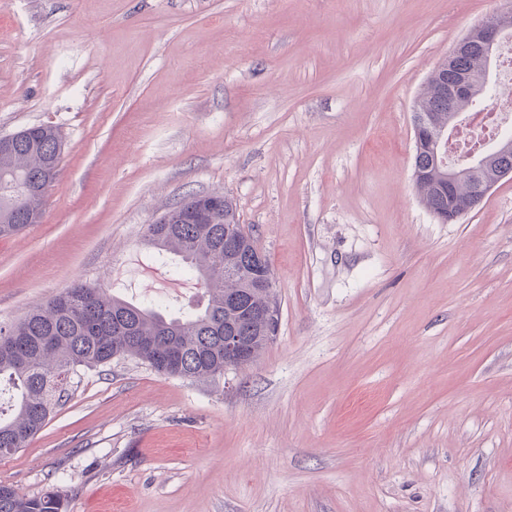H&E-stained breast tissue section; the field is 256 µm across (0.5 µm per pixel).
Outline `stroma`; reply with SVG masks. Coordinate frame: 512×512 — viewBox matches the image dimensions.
<instances>
[{"instance_id":"35a3bbf8","label":"stroma","mask_w":512,"mask_h":512,"mask_svg":"<svg viewBox=\"0 0 512 512\" xmlns=\"http://www.w3.org/2000/svg\"><path fill=\"white\" fill-rule=\"evenodd\" d=\"M499 0H0V135L56 126L40 223L0 238V324L76 281L206 299L144 232L233 199L276 338L213 381L127 357L0 484L67 512H512V179L457 222L411 175L412 104Z\"/></svg>"}]
</instances>
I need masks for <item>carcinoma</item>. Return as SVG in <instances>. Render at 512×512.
Masks as SVG:
<instances>
[{
	"label": "carcinoma",
	"mask_w": 512,
	"mask_h": 512,
	"mask_svg": "<svg viewBox=\"0 0 512 512\" xmlns=\"http://www.w3.org/2000/svg\"><path fill=\"white\" fill-rule=\"evenodd\" d=\"M477 56L475 52L458 62L459 67L474 70L479 88V95L460 100V112L493 103L492 87L481 81ZM412 113L426 119L413 165L421 173L417 193L432 215L447 214L498 166L512 165V154L496 156L489 151L484 165L462 168L459 185L448 186L430 147L433 125L448 124V101L428 84ZM61 148L58 130L47 124L24 128L0 146L1 238L18 234L42 217L38 191L46 173L56 168ZM168 214L171 223L157 225L147 243L157 249V260L165 254L179 258L171 272L193 277L206 289L204 308L172 317L147 299L133 303L102 285H72L22 319L0 324V394L6 393L14 407L11 419L0 417V457L25 447L43 428L81 367L98 368L130 356L158 372L214 380L224 374L225 328H236L256 355L269 344L264 323L246 321L228 306L233 296L255 311L269 303V295L254 285L250 246L245 244L250 233L240 224L232 201L224 198V218L211 224L185 223L174 208ZM0 512H65V499L57 490L29 497L0 485Z\"/></svg>",
	"instance_id": "cac0c4a2"
}]
</instances>
